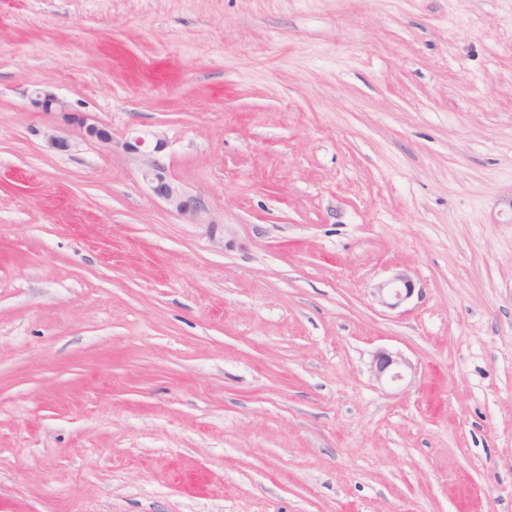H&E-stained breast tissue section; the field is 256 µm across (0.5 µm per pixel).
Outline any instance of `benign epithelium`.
<instances>
[{
  "mask_svg": "<svg viewBox=\"0 0 512 512\" xmlns=\"http://www.w3.org/2000/svg\"><path fill=\"white\" fill-rule=\"evenodd\" d=\"M30 102L35 108L60 117L63 124L77 130L82 140L105 145L112 144L110 126L81 112L73 111L68 102L55 92L46 88H36L30 97ZM44 138L48 146L56 151L67 152L72 148L70 139L57 134L54 130L44 132ZM164 147L165 141L161 138L156 139L154 146H149L146 135L137 136L122 144L124 152L137 164L142 180L153 196L161 200L172 212L198 224L202 221V214L205 213L204 204L201 198L189 194L179 182L168 175L167 168L160 157ZM413 292L414 288L410 280L400 276L379 285L375 296L382 306L396 309L409 299ZM409 367L411 364L401 354L383 350L374 356L371 372L377 382L392 385L403 380V369Z\"/></svg>",
  "mask_w": 512,
  "mask_h": 512,
  "instance_id": "benign-epithelium-1",
  "label": "benign epithelium"
}]
</instances>
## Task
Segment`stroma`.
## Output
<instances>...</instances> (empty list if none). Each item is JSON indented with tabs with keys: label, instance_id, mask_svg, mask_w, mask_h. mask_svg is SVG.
I'll return each mask as SVG.
<instances>
[{
	"label": "stroma",
	"instance_id": "35a3bbf8",
	"mask_svg": "<svg viewBox=\"0 0 512 512\" xmlns=\"http://www.w3.org/2000/svg\"><path fill=\"white\" fill-rule=\"evenodd\" d=\"M0 512H512V0H0ZM30 102L41 112L56 114L64 125L75 128L82 140L112 146L113 138L110 126L81 112H74L68 102L52 90L46 88L34 89ZM165 141L157 137L152 149L147 135L136 136L122 144L124 152L137 164L142 180L154 197L161 200L172 212L184 216L193 224L202 222L205 207L201 198L189 194L175 179L168 175L159 153ZM399 283H401V285ZM414 289L409 279L399 276L375 288V296L382 306L389 309H396L413 295ZM404 368H411L406 358L401 354L383 350L374 356L371 372L377 382L392 385L403 380Z\"/></svg>",
	"mask_w": 512,
	"mask_h": 512
}]
</instances>
